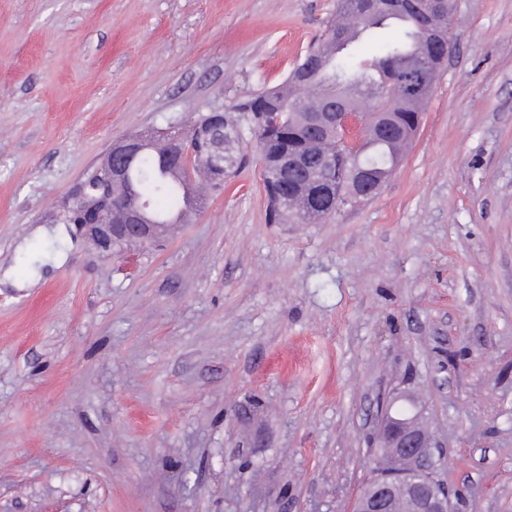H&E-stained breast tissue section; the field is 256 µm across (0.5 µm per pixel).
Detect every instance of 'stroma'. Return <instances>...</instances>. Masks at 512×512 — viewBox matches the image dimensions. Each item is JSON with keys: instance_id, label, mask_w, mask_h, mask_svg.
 I'll use <instances>...</instances> for the list:
<instances>
[{"instance_id": "obj_1", "label": "stroma", "mask_w": 512, "mask_h": 512, "mask_svg": "<svg viewBox=\"0 0 512 512\" xmlns=\"http://www.w3.org/2000/svg\"><path fill=\"white\" fill-rule=\"evenodd\" d=\"M336 0H0V512H346L379 400L458 512H512V0H457L374 199L271 224L254 138L112 258L62 215L113 140L281 83Z\"/></svg>"}]
</instances>
